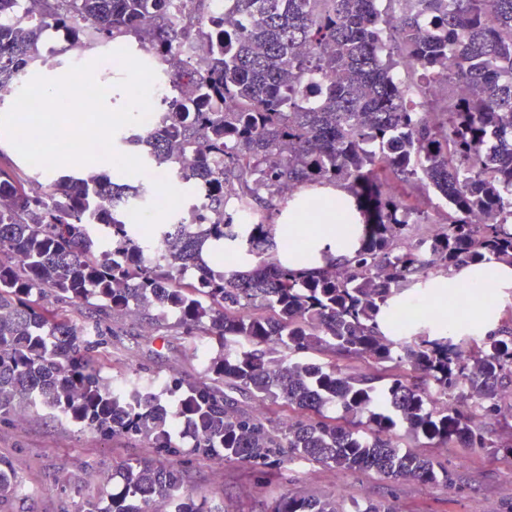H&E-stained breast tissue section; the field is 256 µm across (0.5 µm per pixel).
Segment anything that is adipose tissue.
<instances>
[{
    "mask_svg": "<svg viewBox=\"0 0 512 512\" xmlns=\"http://www.w3.org/2000/svg\"><path fill=\"white\" fill-rule=\"evenodd\" d=\"M343 198L341 189L326 191L319 198L316 222L289 225L288 259L294 266H305L306 242L339 257L351 255L355 236L339 206ZM428 285L446 304L437 316L449 334L483 336L499 327L504 306L512 302V264L492 260L455 268L430 278Z\"/></svg>",
    "mask_w": 512,
    "mask_h": 512,
    "instance_id": "1",
    "label": "adipose tissue"
}]
</instances>
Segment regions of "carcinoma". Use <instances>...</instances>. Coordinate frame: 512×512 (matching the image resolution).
Listing matches in <instances>:
<instances>
[{
	"label": "carcinoma",
	"mask_w": 512,
	"mask_h": 512,
	"mask_svg": "<svg viewBox=\"0 0 512 512\" xmlns=\"http://www.w3.org/2000/svg\"><path fill=\"white\" fill-rule=\"evenodd\" d=\"M40 2L46 25L73 30L64 53L129 36L157 60L190 40L210 58L207 69L168 72L181 96L139 139L148 165L208 183L206 223L175 219L146 236L129 219L140 187L92 168L47 186L0 176V421L34 404L159 453L114 465L112 491L77 512H149L156 498L169 512H215L186 487L174 423L198 456L302 459L445 487L448 468L403 439L512 457V310L485 336H450L430 317L404 336L382 329L430 275L512 262V0H224L204 32L175 20L174 0ZM17 4L0 0V82L41 68L42 30L3 20ZM402 65L415 82L395 79ZM434 82L443 96H430ZM304 186L354 197L351 257L326 252L301 268L267 259L282 228L273 216L297 223L286 205ZM431 190L448 213L437 233L412 240L430 218L407 196ZM245 208L256 223H240ZM152 242L163 258H147ZM214 250L241 266L214 269ZM77 304L93 332L64 313ZM131 309L174 314L167 335L217 345L204 377L157 387L135 373L120 394L106 387L92 360L106 345L101 324ZM341 360L375 373H348ZM238 392L294 415L274 424L241 409ZM21 493L0 462V501ZM271 512L396 510L283 496Z\"/></svg>",
	"instance_id": "cac0c4a2"
}]
</instances>
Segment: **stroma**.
Instances as JSON below:
<instances>
[{
    "instance_id": "1",
    "label": "stroma",
    "mask_w": 512,
    "mask_h": 512,
    "mask_svg": "<svg viewBox=\"0 0 512 512\" xmlns=\"http://www.w3.org/2000/svg\"><path fill=\"white\" fill-rule=\"evenodd\" d=\"M109 326L118 337L99 356L104 382L124 384L134 370L147 379L201 376L197 338L159 340L156 324L135 312L115 315ZM177 442L186 453L188 486L223 512H270L284 493L344 502L392 501L400 512H512V459L481 450L435 449L437 459L454 477L453 484L445 487L397 483L301 461L258 466L200 458L190 453L191 438L181 436ZM154 455L147 443L101 438L28 408L19 418L0 422V461L25 487L23 496L0 504V512H78L83 495L100 492V479L113 463Z\"/></svg>"
}]
</instances>
